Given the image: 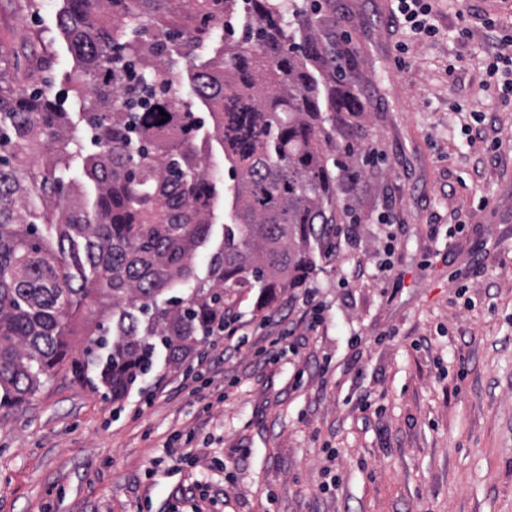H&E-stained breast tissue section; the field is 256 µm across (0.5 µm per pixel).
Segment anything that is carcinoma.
<instances>
[{"label": "carcinoma", "instance_id": "cac0c4a2", "mask_svg": "<svg viewBox=\"0 0 512 512\" xmlns=\"http://www.w3.org/2000/svg\"><path fill=\"white\" fill-rule=\"evenodd\" d=\"M59 26L69 81L96 149L71 113L0 68V399L21 403L65 368L99 369L112 398L154 365L179 362L224 317L235 288H295L314 251L336 248V190L325 112H357L350 87L318 79L338 50L293 0H243L247 22L224 37L238 0H66ZM219 44L212 60L194 52ZM213 114L230 165L232 223L208 251L217 199L192 103L158 95L174 56ZM168 118L159 115V111ZM89 298L96 326L75 349L70 319Z\"/></svg>", "mask_w": 512, "mask_h": 512}]
</instances>
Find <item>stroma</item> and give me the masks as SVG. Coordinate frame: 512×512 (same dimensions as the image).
I'll return each mask as SVG.
<instances>
[{
	"instance_id": "35a3bbf8",
	"label": "stroma",
	"mask_w": 512,
	"mask_h": 512,
	"mask_svg": "<svg viewBox=\"0 0 512 512\" xmlns=\"http://www.w3.org/2000/svg\"><path fill=\"white\" fill-rule=\"evenodd\" d=\"M65 0H0V49L26 88L52 62L50 94L79 112L74 58L58 25ZM498 0H445L438 37L409 44L393 67L377 0H324L325 40L365 50L349 79L368 109L337 118L339 145L381 140L384 156L336 195V248L296 288L242 289L225 308L235 339L198 341L179 362L113 399L94 372H59L21 405L0 406V512H194L207 482L212 512H512V109L479 89L492 50L482 25L457 41L455 13ZM467 65L449 86L456 56ZM486 115L490 163L464 134ZM493 200L478 210L481 197ZM475 217L465 227L456 211ZM396 223L391 276L380 278ZM322 307L318 330L302 303ZM282 336L276 360L255 352ZM224 402H217L218 393ZM368 399L370 407L358 403ZM195 430L196 467L176 432ZM331 467L336 487L322 491Z\"/></svg>"
}]
</instances>
